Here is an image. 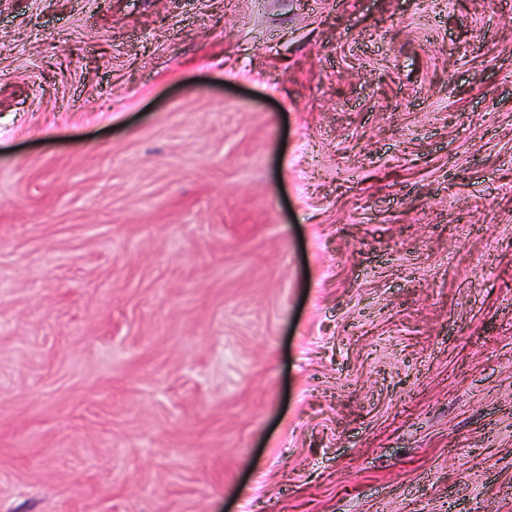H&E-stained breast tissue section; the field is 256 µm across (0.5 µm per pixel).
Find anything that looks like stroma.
Instances as JSON below:
<instances>
[{
    "label": "stroma",
    "mask_w": 512,
    "mask_h": 512,
    "mask_svg": "<svg viewBox=\"0 0 512 512\" xmlns=\"http://www.w3.org/2000/svg\"><path fill=\"white\" fill-rule=\"evenodd\" d=\"M512 0H0V512H512Z\"/></svg>",
    "instance_id": "35a3bbf8"
}]
</instances>
